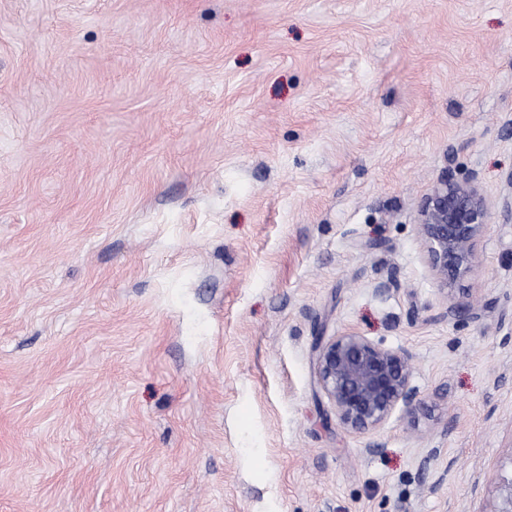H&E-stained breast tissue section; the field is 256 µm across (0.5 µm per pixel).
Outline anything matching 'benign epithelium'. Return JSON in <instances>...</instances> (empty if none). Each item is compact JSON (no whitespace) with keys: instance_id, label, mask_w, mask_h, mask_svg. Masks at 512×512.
Returning a JSON list of instances; mask_svg holds the SVG:
<instances>
[{"instance_id":"7a95c632","label":"benign epithelium","mask_w":512,"mask_h":512,"mask_svg":"<svg viewBox=\"0 0 512 512\" xmlns=\"http://www.w3.org/2000/svg\"><path fill=\"white\" fill-rule=\"evenodd\" d=\"M488 218L489 204L477 176L459 181L447 166L419 203L417 232L438 291L448 302L449 317L466 308L455 301V285L472 270ZM313 363L317 386L332 402L343 428L374 431L398 409L413 418L419 400L406 350L348 331L326 340L317 338ZM492 512H512V477L499 483Z\"/></svg>"}]
</instances>
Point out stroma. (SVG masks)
<instances>
[{"label":"stroma","instance_id":"1","mask_svg":"<svg viewBox=\"0 0 512 512\" xmlns=\"http://www.w3.org/2000/svg\"><path fill=\"white\" fill-rule=\"evenodd\" d=\"M447 164L490 211L456 318ZM511 172L512 0H0V512H490ZM350 330L415 425L340 426ZM488 218L489 204L477 176L459 181L448 164L419 203L417 232L437 289L449 302L448 317L468 306L455 301L454 287L472 270ZM316 383L332 402L339 424L358 433L385 425L402 409L412 422L419 405L412 385L411 356L376 343L356 331L313 346Z\"/></svg>","mask_w":512,"mask_h":512}]
</instances>
